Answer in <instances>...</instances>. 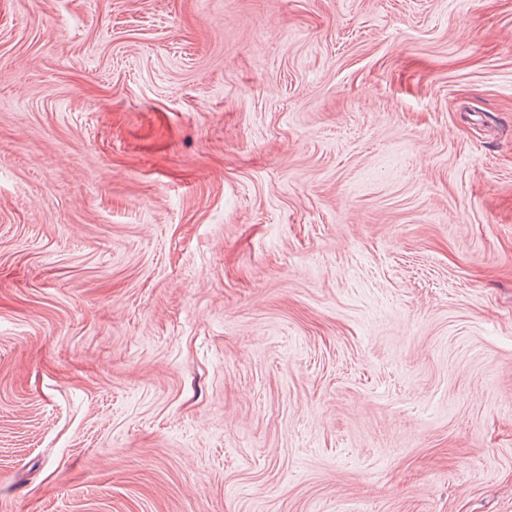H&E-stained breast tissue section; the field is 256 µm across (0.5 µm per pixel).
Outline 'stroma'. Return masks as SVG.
Segmentation results:
<instances>
[{
	"label": "stroma",
	"mask_w": 512,
	"mask_h": 512,
	"mask_svg": "<svg viewBox=\"0 0 512 512\" xmlns=\"http://www.w3.org/2000/svg\"><path fill=\"white\" fill-rule=\"evenodd\" d=\"M0 512H512V0H0Z\"/></svg>",
	"instance_id": "1"
}]
</instances>
